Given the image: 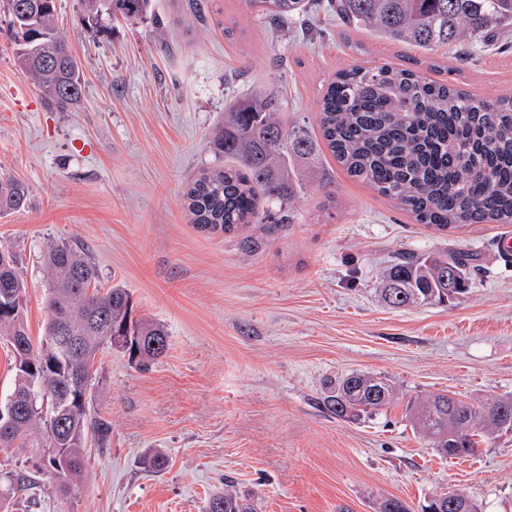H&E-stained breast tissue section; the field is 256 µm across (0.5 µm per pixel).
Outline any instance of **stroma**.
<instances>
[{"label":"stroma","mask_w":512,"mask_h":512,"mask_svg":"<svg viewBox=\"0 0 512 512\" xmlns=\"http://www.w3.org/2000/svg\"><path fill=\"white\" fill-rule=\"evenodd\" d=\"M56 8L83 72L70 112L47 107L18 67L0 0V176L29 191L24 209L0 215V247L19 256L31 336L46 318L41 255L68 242L169 338L146 371L112 348L98 354L88 409L107 441L92 447L77 496L42 475L34 512H204L229 485L256 494L260 512H378L388 497L421 512L451 490L512 512L511 434L445 459L406 419L408 401L432 392L512 396V256L499 250L512 226L416 223L327 152L301 160L288 224L212 234L190 223L183 198L222 167L210 140L235 97L276 92L285 128L316 137L338 70L389 64L495 97L512 92V45L427 51L322 11L276 25L240 0H154L163 27L120 23L97 39L78 0ZM458 250L472 258L464 294L400 309L381 299L399 253ZM351 372L384 377L396 399L337 417L324 382Z\"/></svg>","instance_id":"35a3bbf8"}]
</instances>
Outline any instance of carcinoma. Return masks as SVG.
<instances>
[{
    "label": "carcinoma",
    "instance_id": "1",
    "mask_svg": "<svg viewBox=\"0 0 512 512\" xmlns=\"http://www.w3.org/2000/svg\"><path fill=\"white\" fill-rule=\"evenodd\" d=\"M9 0L19 66L48 106L66 112L82 98L78 63L56 31V0ZM251 13L281 24L302 16L313 3L343 24L364 27L392 41L434 50L465 38L512 27V0H243ZM81 24L92 36L109 22H137L152 13L151 0H81ZM54 56L55 66L42 58ZM279 99L238 98L224 108L211 141L224 167L202 172L184 193L191 223L230 234L258 219L264 206H289L297 162L326 147L347 175L396 201L419 224L438 230L466 224L512 225V95L481 98L388 64L354 66L336 73L320 101L321 141L298 128L284 131ZM28 189L0 179V214L26 207ZM0 258V336L14 355V383L0 402V450L48 458L45 469L74 495L86 464L88 435L102 443L104 424L91 418L87 393L100 348L122 350L139 366L168 349L164 325L132 317L130 295L102 290L84 250L55 244L44 254L47 320L33 340L26 321V287L11 249ZM469 254L442 257L401 254L387 275L384 300L395 308L441 303L463 291ZM382 378L353 373L326 387L324 404L340 418L358 417L393 402ZM412 428L436 452L461 457L490 436L512 432V397L470 403L448 393L409 400ZM0 512L18 495L39 498L40 483L25 470L4 472ZM439 512H481L458 491L435 494ZM205 512H256L250 497L226 490L211 496Z\"/></svg>",
    "mask_w": 512,
    "mask_h": 512
}]
</instances>
